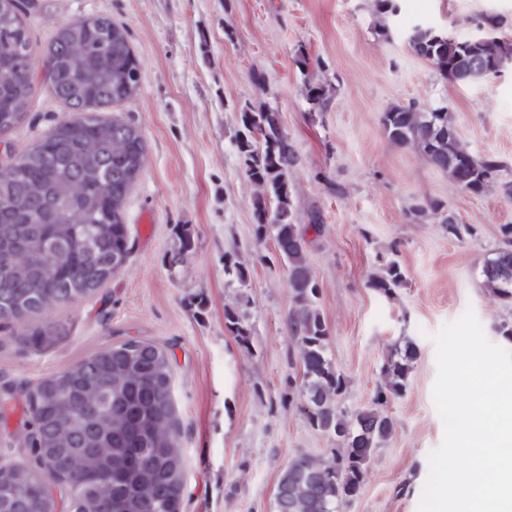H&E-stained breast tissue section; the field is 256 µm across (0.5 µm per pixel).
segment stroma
<instances>
[{
  "mask_svg": "<svg viewBox=\"0 0 512 512\" xmlns=\"http://www.w3.org/2000/svg\"><path fill=\"white\" fill-rule=\"evenodd\" d=\"M389 35L378 32L373 0H29L35 49L77 18L108 15L129 32L140 81L128 101L100 109L143 137V167L122 203L131 254L90 297L59 306L49 319L70 331L53 349L18 344L0 329V385L17 388L62 372L87 354L130 338L164 347L185 458L180 512H274L277 481L299 455L331 461L335 438L312 428L303 411L299 343L290 328L295 302L288 268L272 239H257L256 185L236 147L238 108L264 101L300 163L294 174L298 228L319 285L327 355L345 386L346 417L370 406L384 368L406 345L418 356L405 390L389 395L391 437L365 466L360 494L340 512H417L428 455L443 437L433 400V335L473 309L487 338L512 351V301L485 288L484 261L512 234V66L459 85L415 56L404 30L424 22L455 35L480 15L504 18L512 0H400ZM320 59V79L335 89L327 111L312 112L299 53ZM265 78L257 87L254 75ZM447 105L462 143L503 167L478 195L454 184L412 148L390 145L381 116L394 104ZM28 119L5 141L24 149L72 110L37 84ZM435 200L461 229L411 210ZM321 220L312 224L310 212ZM244 267L246 283L225 275ZM398 263L391 295L374 277ZM236 308L248 343L224 323ZM24 402L0 418V459L26 454Z\"/></svg>",
  "mask_w": 512,
  "mask_h": 512,
  "instance_id": "35a3bbf8",
  "label": "stroma"
}]
</instances>
